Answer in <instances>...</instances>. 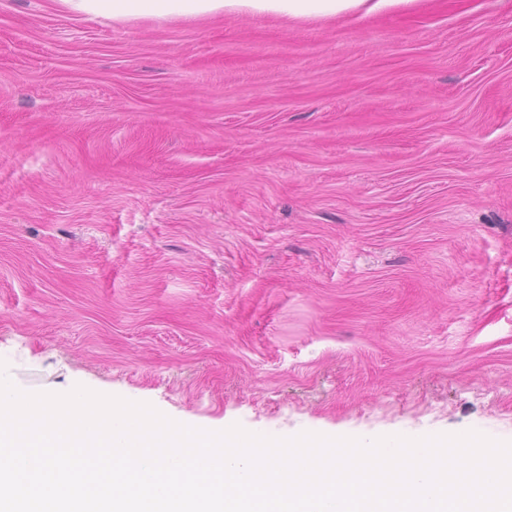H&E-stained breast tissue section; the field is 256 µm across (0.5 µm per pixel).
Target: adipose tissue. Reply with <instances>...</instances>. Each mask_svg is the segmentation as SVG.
<instances>
[{
	"instance_id": "ef3b65f1",
	"label": "adipose tissue",
	"mask_w": 512,
	"mask_h": 512,
	"mask_svg": "<svg viewBox=\"0 0 512 512\" xmlns=\"http://www.w3.org/2000/svg\"><path fill=\"white\" fill-rule=\"evenodd\" d=\"M72 14L112 22L178 20L218 15H269L288 21L375 13L412 0H57Z\"/></svg>"
}]
</instances>
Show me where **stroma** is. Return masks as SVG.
Segmentation results:
<instances>
[{
  "instance_id": "1",
  "label": "stroma",
  "mask_w": 512,
  "mask_h": 512,
  "mask_svg": "<svg viewBox=\"0 0 512 512\" xmlns=\"http://www.w3.org/2000/svg\"><path fill=\"white\" fill-rule=\"evenodd\" d=\"M0 361L192 427L512 440V0H0ZM72 14L112 22L129 19L178 20L218 15H269L288 21L336 19L379 12L414 0H56Z\"/></svg>"
}]
</instances>
